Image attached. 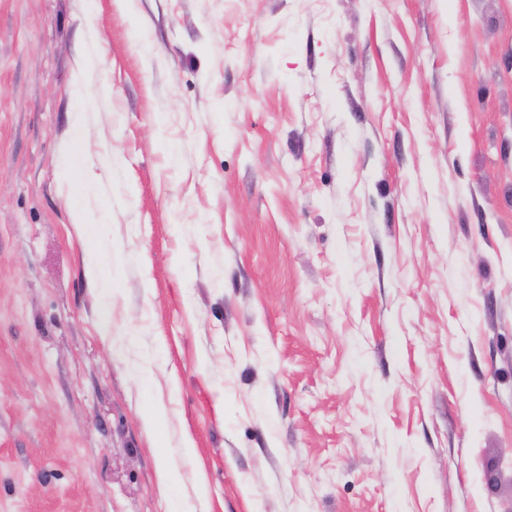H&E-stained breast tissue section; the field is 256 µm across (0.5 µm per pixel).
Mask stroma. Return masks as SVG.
<instances>
[{
    "label": "stroma",
    "mask_w": 512,
    "mask_h": 512,
    "mask_svg": "<svg viewBox=\"0 0 512 512\" xmlns=\"http://www.w3.org/2000/svg\"><path fill=\"white\" fill-rule=\"evenodd\" d=\"M175 498L512 512V0H0V512ZM92 273L99 281L102 288L103 298L106 304L112 300V255L96 252L91 267Z\"/></svg>",
    "instance_id": "35a3bbf8"
}]
</instances>
